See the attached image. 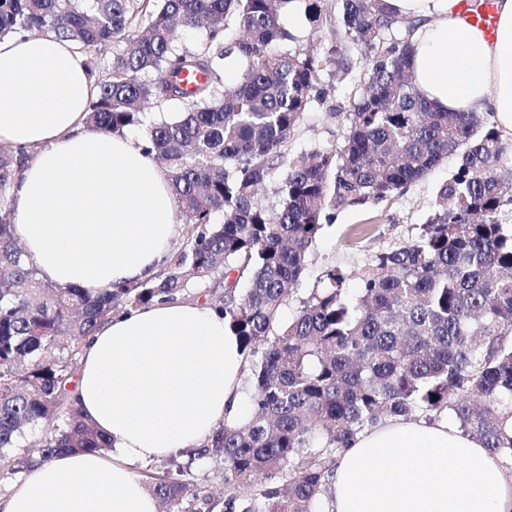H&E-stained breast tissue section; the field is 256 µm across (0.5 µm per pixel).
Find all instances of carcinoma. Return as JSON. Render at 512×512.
Returning <instances> with one entry per match:
<instances>
[{"label":"carcinoma","instance_id":"carcinoma-1","mask_svg":"<svg viewBox=\"0 0 512 512\" xmlns=\"http://www.w3.org/2000/svg\"><path fill=\"white\" fill-rule=\"evenodd\" d=\"M293 0H0V38L44 30L87 55L118 44L89 105L95 130L145 128L148 152L169 172L182 243L152 278L93 296L38 277L13 236L10 192L26 153L0 147V461L44 428L38 458L103 453L110 440L86 421L68 387L82 342L110 316L212 289L210 304L250 359L252 416L215 428L198 458L224 464L219 501L156 460L147 489L168 512H322L336 453L390 417L448 413L492 455L512 459V140L477 112H448L412 81L422 21L384 0H340L336 42L324 53L283 46ZM310 35L325 0H303ZM203 30L192 48L175 27ZM364 88L343 144L292 155L306 114L322 105L330 71ZM243 62L224 87L231 56ZM201 72L188 94L176 77ZM177 108L146 121L145 107ZM454 156L421 236L347 275L331 267L286 323L283 307L308 269L310 248L345 208L377 204ZM279 176L278 204L258 201ZM221 211L224 222L214 223ZM246 283L245 292L237 287Z\"/></svg>","mask_w":512,"mask_h":512}]
</instances>
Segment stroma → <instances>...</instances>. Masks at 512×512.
Masks as SVG:
<instances>
[{"label":"stroma","instance_id":"35a3bbf8","mask_svg":"<svg viewBox=\"0 0 512 512\" xmlns=\"http://www.w3.org/2000/svg\"><path fill=\"white\" fill-rule=\"evenodd\" d=\"M332 91L325 105L309 112L289 143L290 153L310 152L325 144H342L348 130L346 112L357 97V82L324 74ZM338 109L340 117L329 114ZM455 159H447L422 180L408 185L376 205L340 211L335 224L324 227L314 242L310 264L294 300L309 296L320 272L336 267L348 272L360 267L376 252L415 239L423 224L435 211L436 190L455 168Z\"/></svg>","mask_w":512,"mask_h":512}]
</instances>
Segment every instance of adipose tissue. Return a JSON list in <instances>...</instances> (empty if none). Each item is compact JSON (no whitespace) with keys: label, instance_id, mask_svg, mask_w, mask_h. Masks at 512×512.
I'll list each match as a JSON object with an SVG mask.
<instances>
[{"label":"adipose tissue","instance_id":"1","mask_svg":"<svg viewBox=\"0 0 512 512\" xmlns=\"http://www.w3.org/2000/svg\"><path fill=\"white\" fill-rule=\"evenodd\" d=\"M421 20L418 90L451 112H488L512 135V0L495 40L464 27L458 0H386ZM87 57L67 40L0 39V144L31 150L11 192L14 235L41 279L94 295L153 277L182 227L167 170L130 133L94 131ZM245 356L208 303H156L104 321L82 345L74 394L112 442L108 455L32 462L0 512H159L138 465L207 445L218 423H246ZM500 458L449 423L390 418L336 455L327 512H512Z\"/></svg>","mask_w":512,"mask_h":512}]
</instances>
